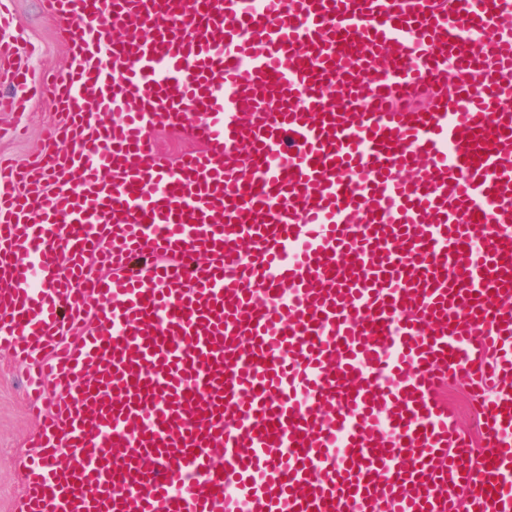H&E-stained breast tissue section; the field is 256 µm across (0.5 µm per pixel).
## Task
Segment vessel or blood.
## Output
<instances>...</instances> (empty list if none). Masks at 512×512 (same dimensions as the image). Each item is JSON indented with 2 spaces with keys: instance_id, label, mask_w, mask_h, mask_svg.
<instances>
[{
  "instance_id": "1",
  "label": "vessel or blood",
  "mask_w": 512,
  "mask_h": 512,
  "mask_svg": "<svg viewBox=\"0 0 512 512\" xmlns=\"http://www.w3.org/2000/svg\"><path fill=\"white\" fill-rule=\"evenodd\" d=\"M45 4L61 120L0 163V349L52 395L19 512H512V0ZM154 138L158 145V158L165 163L174 164L177 154L183 149L195 146L182 127L169 126L154 132ZM441 396L448 402V409L453 422L466 433H475L478 428L476 413L478 405L471 396V390L464 377L456 379L448 385Z\"/></svg>"
}]
</instances>
